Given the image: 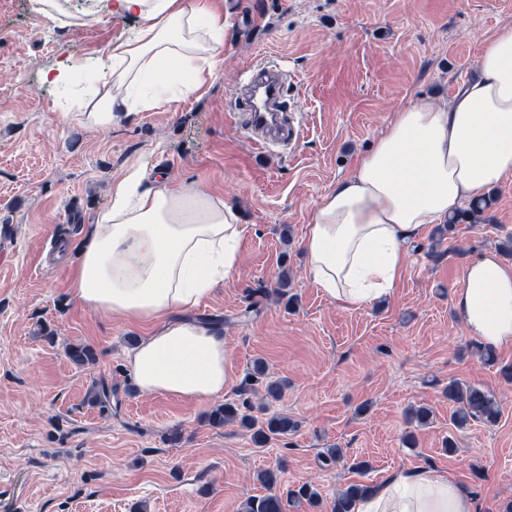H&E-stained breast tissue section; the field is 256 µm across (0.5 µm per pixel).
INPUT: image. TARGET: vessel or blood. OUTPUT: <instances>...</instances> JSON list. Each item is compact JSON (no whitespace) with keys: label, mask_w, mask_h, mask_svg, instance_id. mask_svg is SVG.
Instances as JSON below:
<instances>
[{"label":"vessel or blood","mask_w":512,"mask_h":512,"mask_svg":"<svg viewBox=\"0 0 512 512\" xmlns=\"http://www.w3.org/2000/svg\"><path fill=\"white\" fill-rule=\"evenodd\" d=\"M283 77L275 66L252 69L242 99L245 124L266 131L268 140H295L301 132L297 118H284Z\"/></svg>","instance_id":"vessel-or-blood-1"}]
</instances>
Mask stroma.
<instances>
[{"label": "stroma", "instance_id": "1", "mask_svg": "<svg viewBox=\"0 0 512 512\" xmlns=\"http://www.w3.org/2000/svg\"><path fill=\"white\" fill-rule=\"evenodd\" d=\"M505 23L512 0H224V65L207 85L100 128L64 114L95 94L94 63L133 35L135 20L62 26L30 0H0V512H241L268 467L280 471L279 493L317 484L321 505L295 512H331L347 485L419 466L468 488L477 512H506L512 384L500 369L512 349L485 364L452 297L468 261L512 235V178L483 214L413 240L393 294L368 308L325 297L302 249L310 210L392 112L449 98L474 76L482 39ZM73 54L84 67L71 82L45 83L43 72ZM263 62L285 72L301 115L289 149L256 147L233 118L239 82ZM138 158L146 184L221 192L246 224L234 275L192 314L224 319L236 380L225 400L239 401L264 361L285 384L270 408L297 420L295 433L257 448L238 424L208 425L210 405L140 392L126 354L144 328L71 300L77 255L59 248L80 240L108 206V184ZM69 344L90 346L95 362L73 364ZM102 379L114 389L104 414L86 401ZM452 381L493 391L497 422L456 429ZM419 406L432 419L409 428L406 412ZM410 430L413 448L402 443ZM331 448L341 460L327 461ZM361 460L368 470L354 469Z\"/></svg>", "mask_w": 512, "mask_h": 512}]
</instances>
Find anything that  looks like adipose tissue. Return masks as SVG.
Wrapping results in <instances>:
<instances>
[{"instance_id":"obj_1","label":"adipose tissue","mask_w":512,"mask_h":512,"mask_svg":"<svg viewBox=\"0 0 512 512\" xmlns=\"http://www.w3.org/2000/svg\"><path fill=\"white\" fill-rule=\"evenodd\" d=\"M138 20L136 33L99 60V88L66 112L75 125L108 126L145 112L149 82L199 90L224 64V0H93L86 19ZM512 175V23L481 45L476 74L447 100L411 103L316 203L302 247L314 287L345 309L391 295L407 246ZM111 204L88 225L69 276L71 297L122 320L150 324L128 352L138 388L199 406L233 386L224 329L189 318L233 276L246 232L221 193L145 186L133 162L109 187ZM467 333L512 348V265L495 251L472 258L452 299ZM355 512H476L464 486L414 467L395 471Z\"/></svg>"}]
</instances>
